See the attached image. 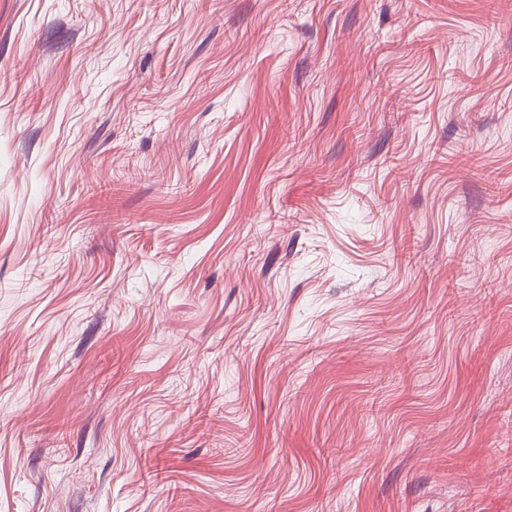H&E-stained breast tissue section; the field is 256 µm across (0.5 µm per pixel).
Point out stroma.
I'll return each mask as SVG.
<instances>
[{
    "label": "stroma",
    "mask_w": 512,
    "mask_h": 512,
    "mask_svg": "<svg viewBox=\"0 0 512 512\" xmlns=\"http://www.w3.org/2000/svg\"><path fill=\"white\" fill-rule=\"evenodd\" d=\"M0 512H512V0H0Z\"/></svg>",
    "instance_id": "1"
}]
</instances>
